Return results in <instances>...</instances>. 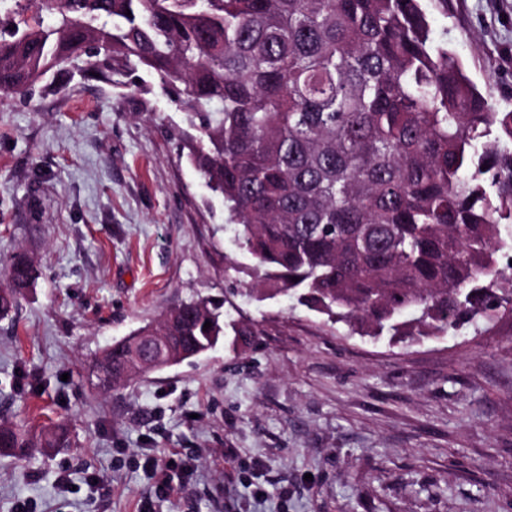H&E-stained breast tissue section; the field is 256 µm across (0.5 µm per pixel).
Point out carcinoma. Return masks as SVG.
<instances>
[{"mask_svg":"<svg viewBox=\"0 0 512 512\" xmlns=\"http://www.w3.org/2000/svg\"><path fill=\"white\" fill-rule=\"evenodd\" d=\"M24 3L53 22L0 18V95L56 92L51 71L130 91L155 78L196 131L187 161L254 260L251 292L296 294L374 339L512 311V112L435 39L423 0ZM6 276L0 319L32 286V258L15 255ZM228 328L255 335L201 297L144 325L164 361L210 350ZM143 369L125 337L96 359V386ZM64 437L60 424L0 425V452L24 461Z\"/></svg>","mask_w":512,"mask_h":512,"instance_id":"cac0c4a2","label":"carcinoma"}]
</instances>
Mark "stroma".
<instances>
[{
    "label": "stroma",
    "mask_w": 512,
    "mask_h": 512,
    "mask_svg": "<svg viewBox=\"0 0 512 512\" xmlns=\"http://www.w3.org/2000/svg\"><path fill=\"white\" fill-rule=\"evenodd\" d=\"M428 11L512 112V0ZM55 81L0 98V268L18 251L37 268L0 319V424L70 435L24 462L0 453V512H512V312L409 344L256 298L222 198L182 155L185 114L157 87ZM192 296L253 324L251 345L93 389L97 357Z\"/></svg>",
    "instance_id": "stroma-1"
}]
</instances>
